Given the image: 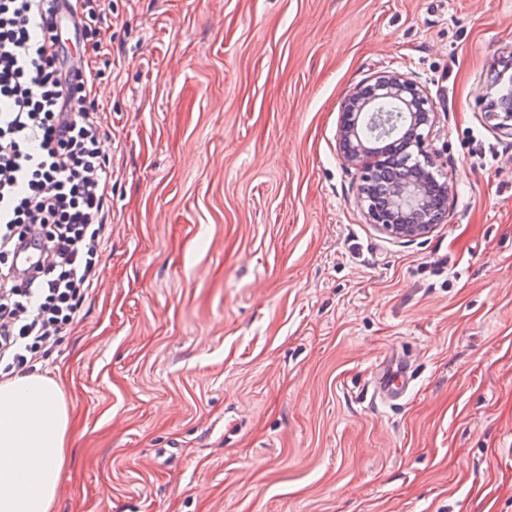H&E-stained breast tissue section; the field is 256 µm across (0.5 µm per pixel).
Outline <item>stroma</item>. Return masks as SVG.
Here are the masks:
<instances>
[{
  "label": "stroma",
  "instance_id": "35a3bbf8",
  "mask_svg": "<svg viewBox=\"0 0 512 512\" xmlns=\"http://www.w3.org/2000/svg\"><path fill=\"white\" fill-rule=\"evenodd\" d=\"M99 283L55 512H512V0H104ZM426 85L447 223L367 224L352 88ZM397 405L374 400L387 364ZM501 97L509 101L505 112H490L489 117L496 121L494 124L495 128L505 135L512 136V107H511V96H512V80L509 79L507 83H504L501 88ZM398 381L399 384L395 382ZM408 389V379L405 371L401 368L389 374H383L378 381L373 384V396L382 403L396 405L401 400Z\"/></svg>",
  "mask_w": 512,
  "mask_h": 512
}]
</instances>
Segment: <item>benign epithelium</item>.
I'll use <instances>...</instances> for the list:
<instances>
[{
  "mask_svg": "<svg viewBox=\"0 0 512 512\" xmlns=\"http://www.w3.org/2000/svg\"><path fill=\"white\" fill-rule=\"evenodd\" d=\"M382 101L395 102L399 113L377 108ZM489 117L512 136L511 106ZM435 120L427 88L397 70L374 77L368 92L353 89L342 105L340 157L357 172V200L367 223L394 239L424 237L449 214L448 182L440 197L432 193L437 165L428 141Z\"/></svg>",
  "mask_w": 512,
  "mask_h": 512,
  "instance_id": "obj_1",
  "label": "benign epithelium"
}]
</instances>
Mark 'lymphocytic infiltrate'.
<instances>
[{
	"mask_svg": "<svg viewBox=\"0 0 512 512\" xmlns=\"http://www.w3.org/2000/svg\"><path fill=\"white\" fill-rule=\"evenodd\" d=\"M61 0H0V378L34 372L99 278L112 171L90 60L69 62ZM75 38L100 51L101 0H74ZM37 248L35 268L16 254Z\"/></svg>",
	"mask_w": 512,
	"mask_h": 512,
	"instance_id": "f902f5d3",
	"label": "lymphocytic infiltrate"
}]
</instances>
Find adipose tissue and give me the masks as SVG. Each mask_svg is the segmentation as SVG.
<instances>
[{
    "label": "adipose tissue",
    "instance_id": "ef3b65f1",
    "mask_svg": "<svg viewBox=\"0 0 512 512\" xmlns=\"http://www.w3.org/2000/svg\"><path fill=\"white\" fill-rule=\"evenodd\" d=\"M69 434L56 380L28 373L0 382V512H53Z\"/></svg>",
    "mask_w": 512,
    "mask_h": 512
}]
</instances>
